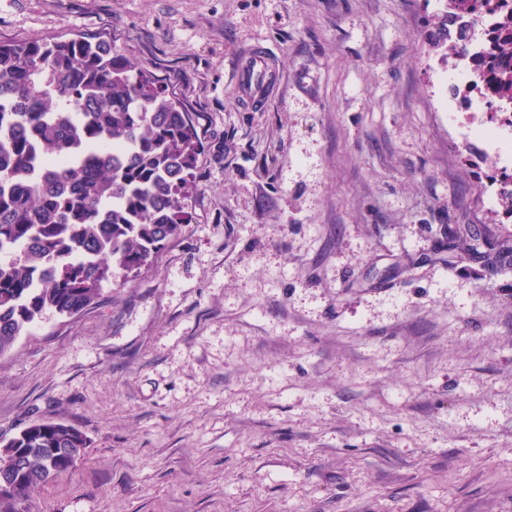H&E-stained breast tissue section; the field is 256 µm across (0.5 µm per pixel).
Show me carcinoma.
I'll return each mask as SVG.
<instances>
[{
  "label": "carcinoma",
  "mask_w": 512,
  "mask_h": 512,
  "mask_svg": "<svg viewBox=\"0 0 512 512\" xmlns=\"http://www.w3.org/2000/svg\"><path fill=\"white\" fill-rule=\"evenodd\" d=\"M430 37L461 51L469 17L492 0H447ZM488 73L512 105V14L498 26ZM201 138L169 87L102 42L0 44V355L45 310L73 317L99 299L114 270L138 275L189 223ZM468 256L494 273L509 241L448 228V265ZM89 447L62 421L0 441V474L19 485L0 512H27L32 488L67 471Z\"/></svg>",
  "instance_id": "1"
}]
</instances>
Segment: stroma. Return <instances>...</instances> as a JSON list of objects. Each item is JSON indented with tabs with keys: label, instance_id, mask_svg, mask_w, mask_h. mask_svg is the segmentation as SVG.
<instances>
[{
	"label": "stroma",
	"instance_id": "35a3bbf8",
	"mask_svg": "<svg viewBox=\"0 0 512 512\" xmlns=\"http://www.w3.org/2000/svg\"><path fill=\"white\" fill-rule=\"evenodd\" d=\"M436 0H0V44L106 40L202 149L148 271L0 356V439L90 440L31 512H512V238L489 144L445 112ZM281 82L248 110L237 58ZM486 246L485 250H480ZM468 256L479 260L487 273H494L511 266L512 246L509 240L498 241L494 244L484 242L475 229L468 225L455 224L448 228V266L456 259Z\"/></svg>",
	"mask_w": 512,
	"mask_h": 512
}]
</instances>
